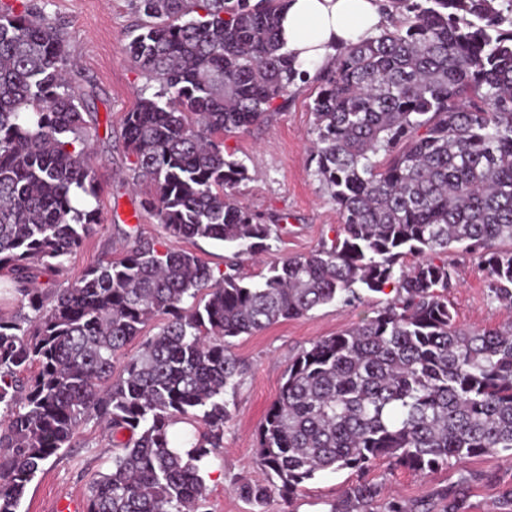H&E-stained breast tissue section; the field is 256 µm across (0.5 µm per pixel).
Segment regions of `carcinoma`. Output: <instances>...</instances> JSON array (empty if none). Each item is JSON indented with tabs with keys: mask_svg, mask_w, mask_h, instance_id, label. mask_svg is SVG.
I'll return each instance as SVG.
<instances>
[{
	"mask_svg": "<svg viewBox=\"0 0 512 512\" xmlns=\"http://www.w3.org/2000/svg\"><path fill=\"white\" fill-rule=\"evenodd\" d=\"M283 5L134 0L152 22L127 53L160 91L125 114V148L133 181L152 185L140 209L169 236L256 254L273 225L234 200L248 171L223 137L312 82L310 161L340 217L330 243L251 283L236 262L216 275L135 224L121 258L58 288L52 275L99 219L76 206L99 194L87 121L61 25L37 0H0V271L16 302L0 313V512H20L90 419L113 451L87 512H209L201 464L224 447L225 396L245 373L227 339L364 292L386 294L374 316L289 361L259 476L238 494L260 507L274 488L290 499L321 471L351 469L359 479L330 512H373L386 496L366 477L378 458L415 473L512 458V322L465 327L448 307L455 245L479 260L488 297L512 306V0H383L381 32L312 73L283 51ZM468 489L437 491L443 512H468Z\"/></svg>",
	"mask_w": 512,
	"mask_h": 512,
	"instance_id": "carcinoma-1",
	"label": "carcinoma"
}]
</instances>
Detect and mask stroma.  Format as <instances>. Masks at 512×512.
Here are the masks:
<instances>
[{
    "label": "stroma",
    "instance_id": "stroma-1",
    "mask_svg": "<svg viewBox=\"0 0 512 512\" xmlns=\"http://www.w3.org/2000/svg\"><path fill=\"white\" fill-rule=\"evenodd\" d=\"M39 4L46 19L64 27L68 80L93 93L88 102L93 117L89 147L101 219L58 276L56 285L64 288L86 268L122 255V231L130 225V215L140 199L151 190L149 184L136 186L129 178L131 158L125 148L122 121L139 97L152 96L160 84L127 54L128 43L144 21L131 0H39ZM314 95V84L292 86L285 98L276 101L269 123L224 138L225 152L248 169V180L234 191L236 202L281 221L280 230L273 233L261 258L241 257L240 272L246 280L259 281L279 258L316 250L333 238L339 223L336 208L309 161L314 137L310 103ZM138 223L142 235L157 241L160 248L193 252L213 270H224L230 252L222 243L169 237L147 213L140 215ZM448 259L455 263L458 276V286L449 294L448 303L460 324L496 328L512 321V311L488 298L485 273L473 256L453 250ZM382 300V295L368 293L356 305L320 306L301 318L232 339L228 349L244 362L246 370L230 399L224 446L202 472L210 512H329L331 503L355 480V472L349 469L323 471L304 483L293 500H284L274 491L259 510L235 490L237 480L256 472L258 433L279 394L289 360L313 341L336 335L372 316ZM111 466L112 447L100 426L92 419L83 422L73 446L52 457L28 485L21 512H53L62 496L87 499L93 482ZM490 472L497 474V482L483 481V474ZM367 476L383 483L391 497L407 503L432 502L436 490L455 486L468 476L472 479L470 512H498L499 491L512 484V463L499 456H482L463 465L452 462L419 474L379 459L372 463Z\"/></svg>",
    "mask_w": 512,
    "mask_h": 512
}]
</instances>
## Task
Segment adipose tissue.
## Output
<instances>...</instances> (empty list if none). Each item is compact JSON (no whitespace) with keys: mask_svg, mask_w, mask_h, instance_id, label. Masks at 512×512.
<instances>
[{"mask_svg":"<svg viewBox=\"0 0 512 512\" xmlns=\"http://www.w3.org/2000/svg\"><path fill=\"white\" fill-rule=\"evenodd\" d=\"M381 0H288L280 20L285 51L310 66L328 61L339 44L379 34Z\"/></svg>","mask_w":512,"mask_h":512,"instance_id":"obj_1","label":"adipose tissue"}]
</instances>
